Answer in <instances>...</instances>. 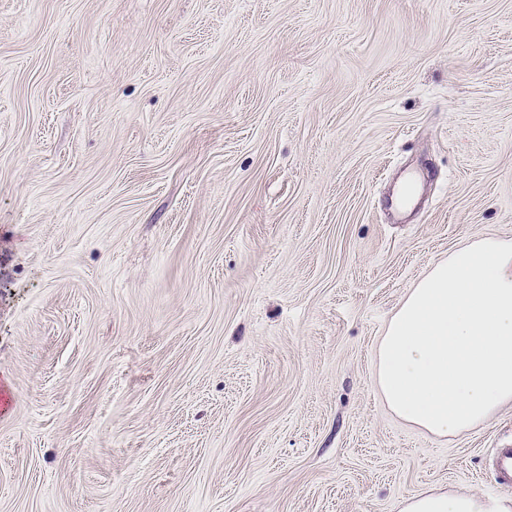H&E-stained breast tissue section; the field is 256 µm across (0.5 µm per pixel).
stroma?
Wrapping results in <instances>:
<instances>
[{"label":"stroma","mask_w":512,"mask_h":512,"mask_svg":"<svg viewBox=\"0 0 512 512\" xmlns=\"http://www.w3.org/2000/svg\"><path fill=\"white\" fill-rule=\"evenodd\" d=\"M512 239V0H0V512H398L489 470L375 346Z\"/></svg>","instance_id":"1"}]
</instances>
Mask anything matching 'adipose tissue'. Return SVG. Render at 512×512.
Listing matches in <instances>:
<instances>
[{
	"instance_id": "adipose-tissue-1",
	"label": "adipose tissue",
	"mask_w": 512,
	"mask_h": 512,
	"mask_svg": "<svg viewBox=\"0 0 512 512\" xmlns=\"http://www.w3.org/2000/svg\"><path fill=\"white\" fill-rule=\"evenodd\" d=\"M389 410L454 436L512 404V239L473 235L410 288L376 348ZM400 512H512V497L417 492Z\"/></svg>"
}]
</instances>
